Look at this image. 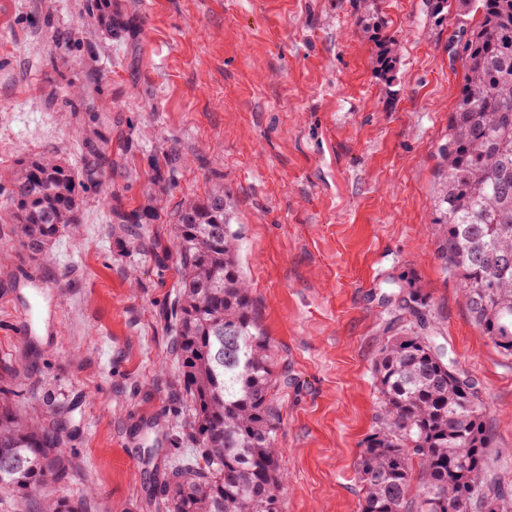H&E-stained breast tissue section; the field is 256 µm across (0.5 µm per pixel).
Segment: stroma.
Instances as JSON below:
<instances>
[{"label": "stroma", "instance_id": "35a3bbf8", "mask_svg": "<svg viewBox=\"0 0 512 512\" xmlns=\"http://www.w3.org/2000/svg\"><path fill=\"white\" fill-rule=\"evenodd\" d=\"M0 0V386L52 424L70 461L49 485L77 512H167L152 475L188 455L172 353L171 224L217 185L281 383L283 512H359L377 409L372 364L397 287L486 399L494 486L512 501V357L476 326L433 222L439 150L462 82L457 21L426 0ZM398 40L393 83L376 42ZM49 256L21 249L13 171L47 154L84 175ZM151 210L150 224L119 217ZM34 333H20L24 316ZM98 13L96 15L97 26L109 36H118L121 33L135 29L136 22L128 18L117 7H112V0H99Z\"/></svg>", "mask_w": 512, "mask_h": 512}]
</instances>
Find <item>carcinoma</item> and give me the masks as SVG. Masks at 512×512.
<instances>
[{
    "mask_svg": "<svg viewBox=\"0 0 512 512\" xmlns=\"http://www.w3.org/2000/svg\"><path fill=\"white\" fill-rule=\"evenodd\" d=\"M480 14L459 21L448 53L462 88L439 150L434 223L440 259L461 282L477 326L512 356V0H427ZM97 26L109 36L136 22L100 0ZM397 39H387L379 75L392 81ZM80 182L48 155L17 169L10 218L22 247L40 255L71 223ZM179 289L171 307L173 351L192 407L195 454L161 482L168 512H282L284 477L277 433L278 381L270 341L239 267V233L224 187L180 212L173 225ZM427 296L407 289L373 361L374 429L358 464L360 512H507L487 480L490 437L481 392L448 373L429 336ZM62 423L45 426L0 390V489L42 495L69 467Z\"/></svg>",
    "mask_w": 512,
    "mask_h": 512,
    "instance_id": "cac0c4a2",
    "label": "carcinoma"
}]
</instances>
